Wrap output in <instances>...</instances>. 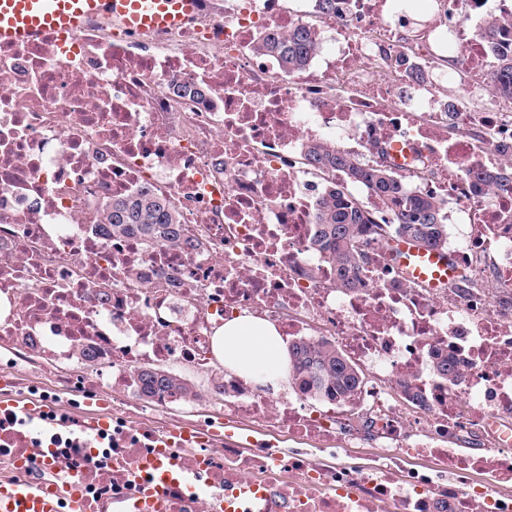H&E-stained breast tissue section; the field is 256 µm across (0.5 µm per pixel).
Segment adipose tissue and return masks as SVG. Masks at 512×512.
<instances>
[{
	"instance_id": "1",
	"label": "adipose tissue",
	"mask_w": 512,
	"mask_h": 512,
	"mask_svg": "<svg viewBox=\"0 0 512 512\" xmlns=\"http://www.w3.org/2000/svg\"><path fill=\"white\" fill-rule=\"evenodd\" d=\"M213 349L225 368L270 394L288 381L287 346L278 328L243 314L216 329Z\"/></svg>"
}]
</instances>
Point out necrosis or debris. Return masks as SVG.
Segmentation results:
<instances>
[{
	"instance_id": "obj_1",
	"label": "necrosis or debris",
	"mask_w": 512,
	"mask_h": 512,
	"mask_svg": "<svg viewBox=\"0 0 512 512\" xmlns=\"http://www.w3.org/2000/svg\"><path fill=\"white\" fill-rule=\"evenodd\" d=\"M483 5L431 0L412 41L387 0H336L294 73L255 50L302 23L293 0H199L188 25L162 33L95 19L74 38L0 42V349L32 369L107 370L135 400L130 364L206 369L215 330L235 316L289 340L320 336L371 374L347 400L274 403L229 373L209 421L244 419L260 437L174 446L178 472L216 488L212 512H512V191L469 176L512 156V93L467 27ZM439 28L461 49L462 92L428 77ZM311 140L387 166L395 144L408 148L396 174L448 203L465 283L425 288L374 244L358 287H337L310 244L326 188L302 164ZM147 185L178 208L188 249L101 227L104 201ZM446 354L467 367L452 387L429 376ZM170 403L154 400L136 425L113 416L92 439L0 430V480L48 449L92 512H141L134 485L157 479L148 453L169 429L194 428L160 424ZM460 433L481 436L483 454L449 449ZM368 438L378 455L341 460ZM419 457L429 466L413 467Z\"/></svg>"
}]
</instances>
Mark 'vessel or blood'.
Listing matches in <instances>:
<instances>
[{
	"mask_svg": "<svg viewBox=\"0 0 512 512\" xmlns=\"http://www.w3.org/2000/svg\"><path fill=\"white\" fill-rule=\"evenodd\" d=\"M198 0H0V40L32 38L46 31L72 35L93 18L117 21L122 31L135 35L146 30L174 29L190 22ZM398 263L407 278L430 289L443 288L452 278L453 263L444 253L426 248L407 249ZM49 401L23 395H0V419L14 416L41 418ZM82 496L76 479L0 481V512H81Z\"/></svg>",
	"mask_w": 512,
	"mask_h": 512,
	"instance_id": "vessel-or-blood-1",
	"label": "vessel or blood"
}]
</instances>
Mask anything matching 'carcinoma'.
Returning a JSON list of instances; mask_svg holds the SVG:
<instances>
[{
    "label": "carcinoma",
    "instance_id": "cac0c4a2",
    "mask_svg": "<svg viewBox=\"0 0 512 512\" xmlns=\"http://www.w3.org/2000/svg\"><path fill=\"white\" fill-rule=\"evenodd\" d=\"M499 24L486 20L480 36L487 49L496 50ZM313 27L307 23L293 29L288 36L270 34L261 43L265 52L276 53L285 70L303 69L314 50ZM499 85L512 88V55L501 56L496 73ZM308 165L321 170L341 171L375 192L393 214V223L377 224L355 197L341 190L329 191L322 199L313 224L311 244L319 247L337 270L339 288L357 287L355 270L366 263L368 246L374 240L387 248L391 243L412 242L422 248H439L448 241L445 202L431 195L412 194L391 170L379 163L365 164L334 148L310 143L304 151ZM474 180L506 187L509 179L497 170L473 171ZM102 225L108 235L145 237L159 247L172 248L182 243L181 215L174 204L150 187L131 198L114 197L102 210ZM372 229H367V226ZM289 379L310 397L335 400L359 386L356 367L327 340H295L288 344ZM460 362L451 356L440 357L433 366L435 379L448 385L462 376ZM144 399L178 396L195 399L198 394L180 375L160 367L134 369Z\"/></svg>",
    "mask_w": 512,
    "mask_h": 512
}]
</instances>
